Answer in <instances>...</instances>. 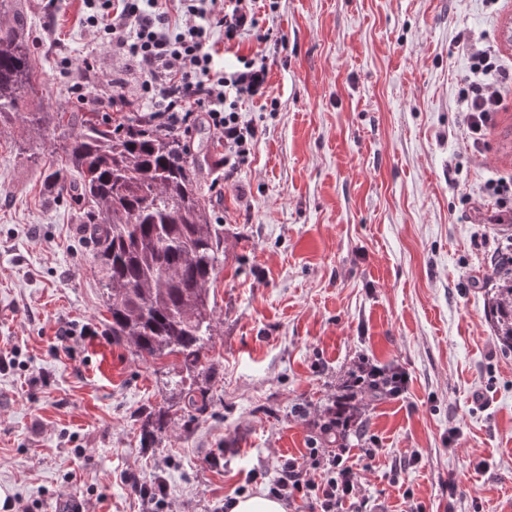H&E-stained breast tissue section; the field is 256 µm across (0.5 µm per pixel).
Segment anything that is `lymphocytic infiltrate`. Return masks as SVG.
Listing matches in <instances>:
<instances>
[{"instance_id": "obj_1", "label": "lymphocytic infiltrate", "mask_w": 512, "mask_h": 512, "mask_svg": "<svg viewBox=\"0 0 512 512\" xmlns=\"http://www.w3.org/2000/svg\"><path fill=\"white\" fill-rule=\"evenodd\" d=\"M82 25L111 48L113 55L135 63L141 77L140 98L158 128L188 138L196 112H204L210 128L224 140V158L242 162L250 155L257 128L242 123L243 101L268 94V69L263 59L240 55L234 66H217L221 49H232L244 32L258 41L269 39L259 30L257 0H82ZM224 33L223 43L213 39ZM475 75L460 104L472 139H479L497 112L506 74L498 58L485 48H473ZM319 478H311V471ZM357 474L343 454L312 448L302 460L284 462L270 481V496L308 505L310 512H341L358 493Z\"/></svg>"}]
</instances>
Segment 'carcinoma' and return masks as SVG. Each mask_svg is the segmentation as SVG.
Returning a JSON list of instances; mask_svg holds the SVG:
<instances>
[{
  "label": "carcinoma",
  "instance_id": "carcinoma-1",
  "mask_svg": "<svg viewBox=\"0 0 512 512\" xmlns=\"http://www.w3.org/2000/svg\"><path fill=\"white\" fill-rule=\"evenodd\" d=\"M33 74L28 33L15 11L13 22L0 25V122L22 114L41 127L63 118L19 112ZM48 180L59 198L80 205L81 223L94 226L112 340L129 342L144 361L172 355L187 369L197 364L213 332L210 286L224 250L179 138L147 124L88 117ZM496 276L491 316L498 339L512 349V270L499 266ZM354 399L337 398L331 420H350Z\"/></svg>",
  "mask_w": 512,
  "mask_h": 512
}]
</instances>
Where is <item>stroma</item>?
I'll list each match as a JSON object with an SVG mask.
<instances>
[{"mask_svg": "<svg viewBox=\"0 0 512 512\" xmlns=\"http://www.w3.org/2000/svg\"><path fill=\"white\" fill-rule=\"evenodd\" d=\"M17 4L36 57L25 107L64 118L0 125V504L153 512L134 484L160 479L168 512H227L323 441L327 409L372 363L407 387L358 405L345 512H512V351L489 316L512 227L484 221L487 184L512 182V87L480 146L459 106L468 45L512 68V0H279L259 18L277 42L242 34L226 60L265 56L278 106L243 104L258 138L230 182L222 137L202 117L192 131L224 241L192 369L113 342L93 245L46 180L85 115L70 85L97 97L124 75L127 105L99 114L138 123L140 75L82 26L81 0Z\"/></svg>", "mask_w": 512, "mask_h": 512, "instance_id": "35a3bbf8", "label": "stroma"}]
</instances>
